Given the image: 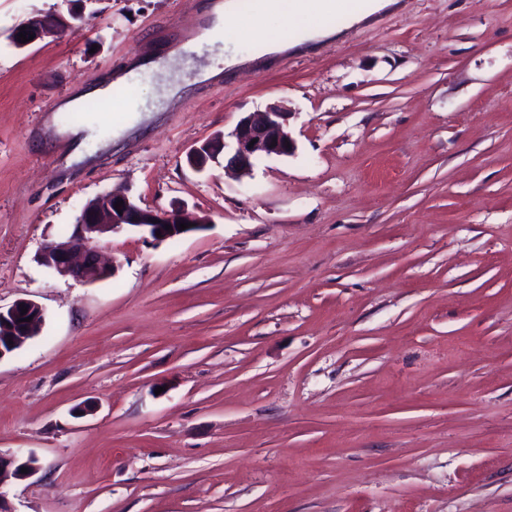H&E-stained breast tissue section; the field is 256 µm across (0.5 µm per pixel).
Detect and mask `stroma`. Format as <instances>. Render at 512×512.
<instances>
[{
	"instance_id": "stroma-1",
	"label": "stroma",
	"mask_w": 512,
	"mask_h": 512,
	"mask_svg": "<svg viewBox=\"0 0 512 512\" xmlns=\"http://www.w3.org/2000/svg\"><path fill=\"white\" fill-rule=\"evenodd\" d=\"M75 32L16 47L30 17ZM204 0H0V306L45 323L0 360L11 512H512V0H400L252 59L243 16L144 66L125 100L60 107ZM219 68L223 88L201 71ZM176 87L171 101L163 90ZM290 109L295 151L196 170L242 113ZM121 189L202 229L100 243L94 283L38 262ZM225 148V136L223 134H217L207 139L199 146L194 147L188 154V162L198 170H203L208 162L218 160L221 154H224L225 162ZM21 468H27L28 473H21ZM38 470L37 459L33 455L0 453V487L16 480L32 476Z\"/></svg>"
}]
</instances>
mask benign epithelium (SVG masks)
<instances>
[{"label": "benign epithelium", "mask_w": 512, "mask_h": 512, "mask_svg": "<svg viewBox=\"0 0 512 512\" xmlns=\"http://www.w3.org/2000/svg\"><path fill=\"white\" fill-rule=\"evenodd\" d=\"M20 31L26 36L34 35L37 41L50 35L72 33L75 26L59 14L50 20L34 16L23 23ZM288 119L289 113L277 105L244 113L231 132L234 148L227 165L247 173L257 158L291 155L294 148L291 147L293 140L288 132ZM225 148V136L217 134L194 147L188 154V162L202 170L208 162L218 160ZM118 201L123 202L119 211L114 208ZM182 223L188 224V228L178 229ZM167 225L171 229H165ZM125 227L160 244L197 230L201 225L194 223L193 217L183 211L155 212L139 207L125 195L107 193L86 203L70 237L42 246L40 262L61 276H71L86 283L102 280L115 274L116 268L101 263L98 242ZM23 306L27 307L24 314L21 313ZM44 321L43 307L30 298L18 299L6 309L0 307V331L5 336H33ZM23 468L28 472H21ZM37 470V459L31 454H0V487L28 478Z\"/></svg>", "instance_id": "7a95c632"}]
</instances>
